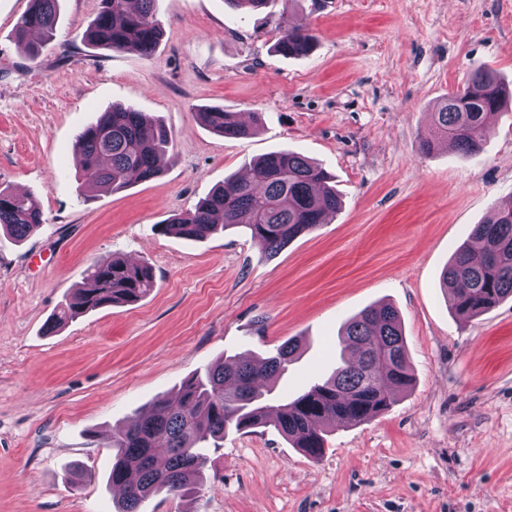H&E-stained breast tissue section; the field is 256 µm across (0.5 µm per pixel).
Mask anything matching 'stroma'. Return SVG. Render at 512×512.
<instances>
[{"mask_svg": "<svg viewBox=\"0 0 512 512\" xmlns=\"http://www.w3.org/2000/svg\"><path fill=\"white\" fill-rule=\"evenodd\" d=\"M28 0H0V190L35 197L44 224L0 231V512H116L109 438L154 399L225 357L295 360L270 399L340 362L338 333L368 307L400 315L412 387L358 424L331 425L307 459L273 426L208 449L199 497L158 494L140 512H512V298L459 321L441 277L491 209L512 200V102L482 152L420 149L432 114L471 72L512 89V0H158L151 56L91 46L99 0H61L53 42L15 37ZM313 37L277 54L281 29ZM172 136L156 179L83 194L75 140L112 106ZM221 106L256 121L227 138ZM293 150L334 177L341 208L266 255L243 228L203 242L157 232L254 158ZM119 256L152 267L137 303L46 324L86 269ZM80 466L78 488L64 481ZM274 46L282 56L307 57L313 48V38L306 29H288L280 32ZM198 114L204 125L224 137H246L254 132V126L242 122L236 112H225L224 107H206Z\"/></svg>", "mask_w": 512, "mask_h": 512, "instance_id": "35a3bbf8", "label": "stroma"}]
</instances>
